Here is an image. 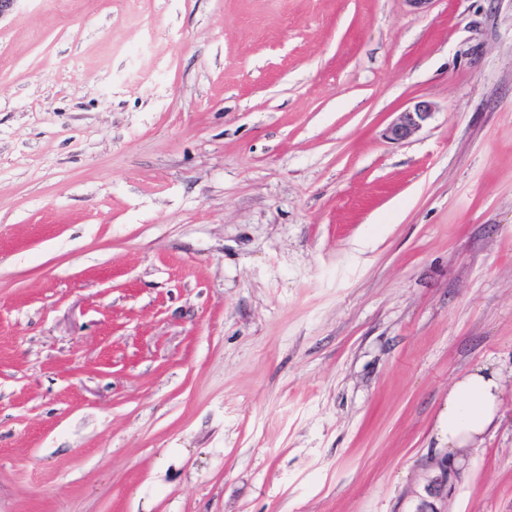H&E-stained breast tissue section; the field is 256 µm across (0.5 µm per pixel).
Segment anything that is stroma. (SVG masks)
I'll list each match as a JSON object with an SVG mask.
<instances>
[{"label": "stroma", "mask_w": 512, "mask_h": 512, "mask_svg": "<svg viewBox=\"0 0 512 512\" xmlns=\"http://www.w3.org/2000/svg\"><path fill=\"white\" fill-rule=\"evenodd\" d=\"M479 366L501 413L432 499ZM427 501L512 512V0H19L0 512ZM433 107L429 102L419 101L412 107L399 113V116L388 126L386 136L394 142H402L410 138L430 120Z\"/></svg>", "instance_id": "obj_1"}]
</instances>
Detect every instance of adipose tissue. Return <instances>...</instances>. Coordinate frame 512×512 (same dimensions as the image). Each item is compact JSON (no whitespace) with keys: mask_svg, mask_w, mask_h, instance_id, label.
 <instances>
[{"mask_svg":"<svg viewBox=\"0 0 512 512\" xmlns=\"http://www.w3.org/2000/svg\"><path fill=\"white\" fill-rule=\"evenodd\" d=\"M503 389L501 376L481 366L458 377L448 390L443 426L451 452L476 446L497 415Z\"/></svg>","mask_w":512,"mask_h":512,"instance_id":"obj_1","label":"adipose tissue"}]
</instances>
